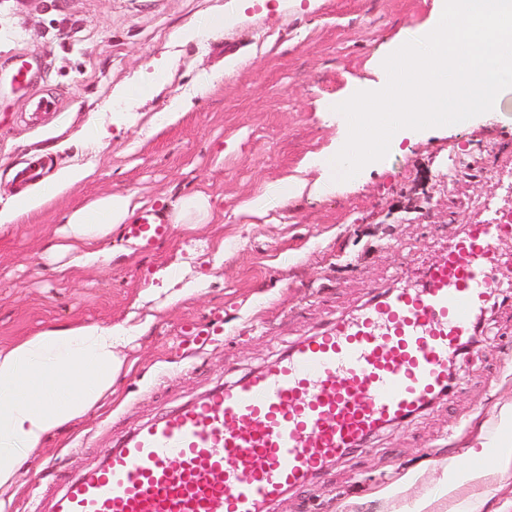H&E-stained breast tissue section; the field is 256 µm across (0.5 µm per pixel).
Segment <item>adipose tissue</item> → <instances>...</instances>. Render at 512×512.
Masks as SVG:
<instances>
[{
	"mask_svg": "<svg viewBox=\"0 0 512 512\" xmlns=\"http://www.w3.org/2000/svg\"><path fill=\"white\" fill-rule=\"evenodd\" d=\"M89 174V169L70 167L47 189L16 195L0 210V227L42 209ZM140 206L136 194H109L66 211L61 217L66 240L48 246L47 257L66 254L76 266L109 263L112 254L105 243L113 228ZM153 278L154 286L142 291V299L163 293L174 302L203 288L206 276L185 278L174 264L158 269ZM153 320L148 314L136 324L52 325L0 346V512H11L19 473L30 454L111 394L125 364L123 348Z\"/></svg>",
	"mask_w": 512,
	"mask_h": 512,
	"instance_id": "1",
	"label": "adipose tissue"
}]
</instances>
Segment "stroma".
<instances>
[{"mask_svg": "<svg viewBox=\"0 0 512 512\" xmlns=\"http://www.w3.org/2000/svg\"><path fill=\"white\" fill-rule=\"evenodd\" d=\"M231 0H0V208L19 192L21 162L47 155L51 173L92 168L42 210L0 229V344L56 323L119 322L158 268L184 249L201 291L170 303L124 353L131 370L112 398L53 434L23 468L12 512H50V475L94 465L123 434L216 386L263 366L334 316L357 312L378 285L416 280L491 192L476 174L440 177L455 156L477 166L512 156V88L492 112L462 126L409 131L388 156L335 189L289 199L268 187L324 162L348 134L332 99L387 82L380 58L408 31L435 22L436 0H318L277 13L254 4L244 22L185 40L194 20ZM38 57L30 94L8 82L16 56ZM234 73H227L231 59ZM168 78L153 97L121 98L151 63ZM52 97L59 111L35 113ZM176 97L192 106L174 123ZM108 129L97 140L89 123ZM203 191L216 223L172 227L152 249L125 255L114 230L112 261L54 270L43 259L61 215L107 194L137 193L148 206ZM267 195L260 216L243 203ZM223 258H216V251ZM213 328L205 348L177 349L186 324ZM482 331L452 369L460 386L407 423L331 466L275 512H512V451L491 447L512 411V287L489 298Z\"/></svg>", "mask_w": 512, "mask_h": 512, "instance_id": "1", "label": "stroma"}]
</instances>
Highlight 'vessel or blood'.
Instances as JSON below:
<instances>
[{
	"label": "vessel or blood",
	"instance_id": "obj_1",
	"mask_svg": "<svg viewBox=\"0 0 512 512\" xmlns=\"http://www.w3.org/2000/svg\"><path fill=\"white\" fill-rule=\"evenodd\" d=\"M36 64L16 57L17 90L29 92ZM170 231L155 208L124 228L144 249ZM506 239L512 207L488 209L414 286L374 288L357 318L336 317L263 368L124 435L65 484L52 512H270L328 464L452 396L449 366L512 276L499 258Z\"/></svg>",
	"mask_w": 512,
	"mask_h": 512
}]
</instances>
